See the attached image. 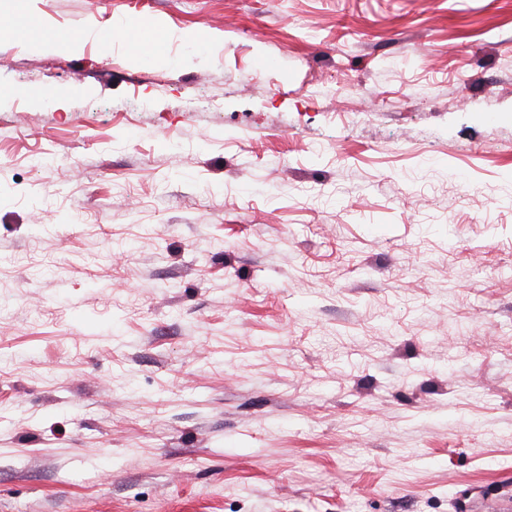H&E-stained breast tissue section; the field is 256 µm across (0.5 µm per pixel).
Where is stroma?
Segmentation results:
<instances>
[{"mask_svg":"<svg viewBox=\"0 0 512 512\" xmlns=\"http://www.w3.org/2000/svg\"><path fill=\"white\" fill-rule=\"evenodd\" d=\"M499 494L512 0H0V512Z\"/></svg>","mask_w":512,"mask_h":512,"instance_id":"stroma-1","label":"stroma"}]
</instances>
